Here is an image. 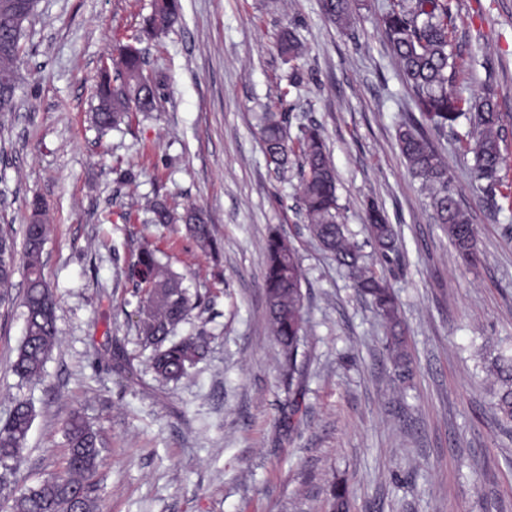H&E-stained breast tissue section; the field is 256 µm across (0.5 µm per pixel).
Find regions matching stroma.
<instances>
[{
	"mask_svg": "<svg viewBox=\"0 0 512 512\" xmlns=\"http://www.w3.org/2000/svg\"><path fill=\"white\" fill-rule=\"evenodd\" d=\"M385 3L355 0L341 28L322 0H181L178 22L140 43L167 77L156 111L102 133L94 86L151 0H38L16 108L0 116V223L19 233L33 197L48 208L43 272L58 341L41 377L12 373L25 325L17 267L0 304V423L16 401L34 410L17 492L64 466V424L77 410L106 441L94 478L102 512H329L337 486L349 512H512V424L494 407L490 369L512 349V0H448L470 89L495 85L506 128L492 198L473 189L465 143L436 141L476 228L469 262L396 144L413 104L377 25ZM286 27L304 45L288 64L277 48ZM277 103L292 125L324 131L342 221L398 298L407 370L387 349V324L308 231L296 171L282 180L266 166L258 117ZM157 196L179 212L203 209L217 254H203L182 223H147ZM370 200L400 239L388 263L370 244ZM274 228L304 275L305 332L291 363L263 287ZM147 242L189 292L211 297L176 330L208 341L177 382L151 371L136 327L129 269Z\"/></svg>",
	"mask_w": 512,
	"mask_h": 512,
	"instance_id": "stroma-1",
	"label": "stroma"
}]
</instances>
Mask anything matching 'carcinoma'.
<instances>
[{"label": "carcinoma", "instance_id": "1", "mask_svg": "<svg viewBox=\"0 0 512 512\" xmlns=\"http://www.w3.org/2000/svg\"><path fill=\"white\" fill-rule=\"evenodd\" d=\"M35 0H0V79L16 81L15 64L23 50L25 25L21 17L34 13ZM180 0H153L152 12L143 31L156 35L172 26L180 16ZM353 0H323V11L333 23L346 27L353 15ZM379 24L397 58L401 76L411 92L419 118H410L396 130V140L412 175L428 191L436 223L443 226L457 255L468 261L476 253V229L461 207L458 189L448 176V166L434 145L445 137L458 118L472 112L466 144L473 153L475 190L495 192L499 172L506 162L503 154V119L497 112L496 94L488 87L470 98L457 88L465 82L452 51L454 23L448 0H388ZM281 57L290 61L303 53V44L290 29L279 40ZM113 72L103 71L97 87L98 105L94 122L101 129L119 125L134 112L157 109L160 80L145 73V59L135 44L119 43L112 58ZM289 115L268 112L263 118L262 140L268 166L285 175L299 160L300 209L307 227L323 249L345 266L354 288L369 299L375 312L392 332L389 351L395 363L405 365L403 329L398 301L387 281L362 263L358 246L350 241L345 225L339 222L336 173L330 163L322 129L314 122L299 126L289 134ZM154 224H171L179 219L187 234L204 253L217 251L213 230L199 209H189L175 217L163 198L146 205ZM46 205L31 202V220L24 226L22 244H17L11 225H0V303L9 299L17 255H22L26 273L24 306L25 333L12 369L21 381L41 376L56 345V314L53 294L43 274V253L47 242ZM371 244L385 260L398 252L393 225L387 223L379 206L371 201L365 208ZM159 249L144 246L139 254L137 286L144 299L140 305L138 332L154 349L150 367L166 381H178L202 360L208 345L203 333L171 339V333L187 320L191 311L205 304L201 295H191L183 278L157 256ZM265 288L268 315L274 336L288 358H293L304 330L303 274L297 250L280 230L265 242ZM492 368L502 382L495 407L503 420L512 422V359L498 356ZM33 421L32 406L16 401L7 421L0 426V497L12 499V512H100L92 496V480L103 463V441L85 417L75 412L65 424L68 456L62 470L19 496L12 485L17 463L23 455Z\"/></svg>", "mask_w": 512, "mask_h": 512}]
</instances>
